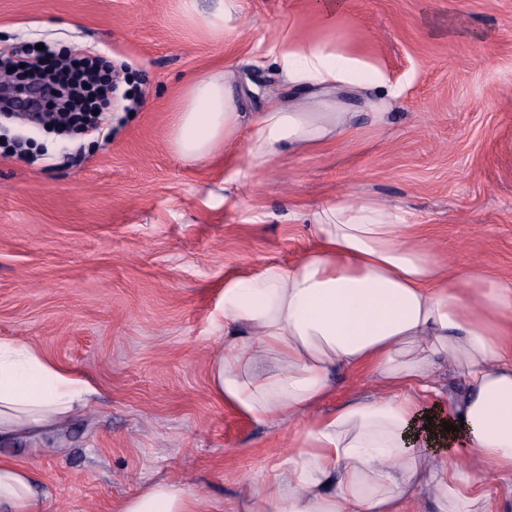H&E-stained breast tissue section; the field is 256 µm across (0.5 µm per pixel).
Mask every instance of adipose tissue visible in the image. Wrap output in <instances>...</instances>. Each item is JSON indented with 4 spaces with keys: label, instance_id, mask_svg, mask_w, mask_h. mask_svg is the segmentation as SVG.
<instances>
[{
    "label": "adipose tissue",
    "instance_id": "adipose-tissue-1",
    "mask_svg": "<svg viewBox=\"0 0 512 512\" xmlns=\"http://www.w3.org/2000/svg\"><path fill=\"white\" fill-rule=\"evenodd\" d=\"M297 100L270 95L243 124L233 73L187 84L171 143L202 162L247 127L233 198L287 149L313 151L351 127L339 99L387 102L385 79L326 44L275 39L268 50ZM316 243L296 264L266 265L224 281L227 344L214 359L217 399L252 422L305 417L283 464L248 486L245 512H492L482 474L512 478V277L442 263L401 208L371 197L336 198L304 215ZM465 384L461 398L435 384L440 362ZM369 373L370 400L325 403L336 373ZM91 392L84 375L17 342H0V440L58 429ZM453 432L436 436L438 424ZM0 512H44L32 469L0 458ZM115 512H224L185 485L146 483Z\"/></svg>",
    "mask_w": 512,
    "mask_h": 512
}]
</instances>
